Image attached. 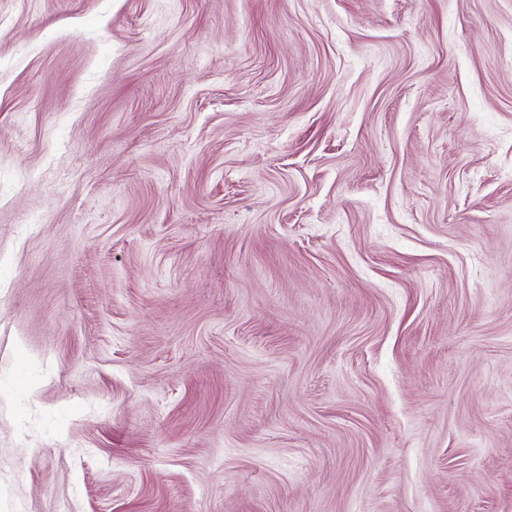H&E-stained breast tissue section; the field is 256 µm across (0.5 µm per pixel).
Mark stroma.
Masks as SVG:
<instances>
[{
	"mask_svg": "<svg viewBox=\"0 0 512 512\" xmlns=\"http://www.w3.org/2000/svg\"><path fill=\"white\" fill-rule=\"evenodd\" d=\"M0 512H512V0H0Z\"/></svg>",
	"mask_w": 512,
	"mask_h": 512,
	"instance_id": "obj_1",
	"label": "stroma"
}]
</instances>
